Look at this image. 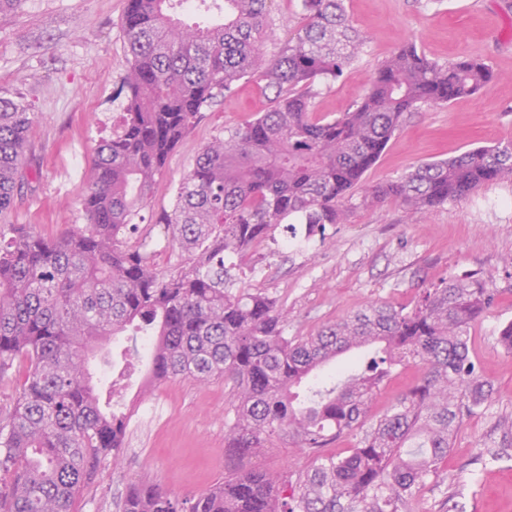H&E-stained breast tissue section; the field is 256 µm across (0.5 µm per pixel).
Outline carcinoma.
I'll list each match as a JSON object with an SVG mask.
<instances>
[{
	"label": "carcinoma",
	"instance_id": "obj_1",
	"mask_svg": "<svg viewBox=\"0 0 512 512\" xmlns=\"http://www.w3.org/2000/svg\"><path fill=\"white\" fill-rule=\"evenodd\" d=\"M273 0H130L122 124L102 141L81 199L87 224L55 238L26 225L0 233V374L26 375L0 415V512H74L99 465L123 449L126 352L110 377H90L102 341L130 331L151 342L155 380L222 378L236 392L224 446L244 457L286 433L307 449L355 438L345 456L316 454L306 472L240 470L185 507L161 485L130 484L120 512H404L438 474L463 419L492 401L471 356L472 326L495 292L446 278L411 306L374 303L308 337L287 336L263 292L234 290L227 253L253 249L296 216L341 224L347 203L398 201L411 216L512 180V144L420 163L375 186L378 162L406 115L446 106L497 79L484 60L446 64L408 43L375 69L337 116L314 110L316 82L336 80L366 38L344 0H300L301 18L272 55ZM216 17L187 23L188 9ZM253 79L270 106L214 136L169 209L155 216L187 261L160 271L146 244L127 245L157 175L202 112ZM29 105L0 96V216L24 174ZM421 366L415 386L376 420L370 403L394 368Z\"/></svg>",
	"mask_w": 512,
	"mask_h": 512
}]
</instances>
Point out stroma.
I'll return each mask as SVG.
<instances>
[{"instance_id": "stroma-1", "label": "stroma", "mask_w": 512, "mask_h": 512, "mask_svg": "<svg viewBox=\"0 0 512 512\" xmlns=\"http://www.w3.org/2000/svg\"><path fill=\"white\" fill-rule=\"evenodd\" d=\"M126 0H24L0 12V94L31 106L33 124L23 159L25 185L0 230L27 224L55 237L86 222L81 198L91 159L112 134L125 104L127 70L122 18ZM351 25L367 42L337 80L318 83L314 109L344 112L379 63L407 42L445 63L478 57L497 73L481 92L448 106H425L409 115L366 175L368 183L397 179L411 167L480 147L512 141V0H345ZM260 86L241 81L233 96L207 109L157 177L153 193L125 242L146 240L153 262L166 271L185 259L168 246L153 212L170 208L174 190L197 153L214 135L266 111ZM242 289L276 299L292 336L373 303L409 305L424 289L450 277H483L496 304L472 330L471 349L495 393L483 411L465 417L448 459L409 502L406 512H512V353L498 342L512 321V182L500 181L466 198L408 220L397 202L353 199L344 223L327 225L306 247L267 240L246 256L227 259ZM128 391L125 449L105 461L83 491L75 512H116L126 484L156 482L179 497L198 495L236 467L306 471L314 455L288 436L237 459L224 446L235 400L223 379L175 377L149 383V361H137ZM500 452L486 463L488 449Z\"/></svg>"}]
</instances>
